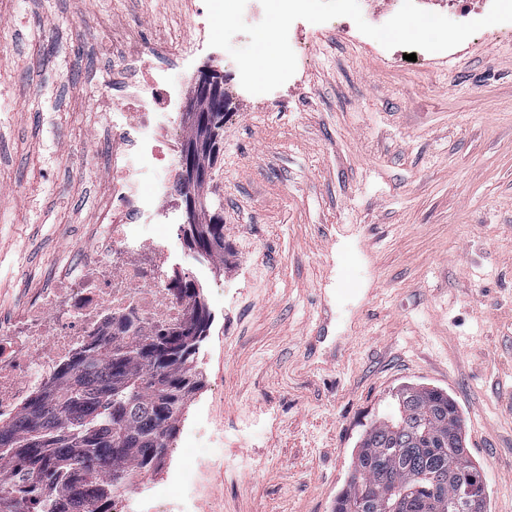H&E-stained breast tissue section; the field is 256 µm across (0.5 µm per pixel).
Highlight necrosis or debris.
I'll return each mask as SVG.
<instances>
[{
  "label": "necrosis or debris",
  "mask_w": 512,
  "mask_h": 512,
  "mask_svg": "<svg viewBox=\"0 0 512 512\" xmlns=\"http://www.w3.org/2000/svg\"><path fill=\"white\" fill-rule=\"evenodd\" d=\"M134 53L135 62L113 72L112 178L90 237L72 246L67 269L49 287L28 294L20 314L0 319V419L12 418L76 350L111 334L114 322L147 333L183 316L185 302L170 289L174 257L145 228L179 217L184 193L173 139L186 86L154 47L139 44ZM204 468L191 449L166 482L144 474V497L123 496L111 508L191 512Z\"/></svg>",
  "instance_id": "4bbe7bcc"
}]
</instances>
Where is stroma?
<instances>
[{
    "instance_id": "obj_1",
    "label": "stroma",
    "mask_w": 512,
    "mask_h": 512,
    "mask_svg": "<svg viewBox=\"0 0 512 512\" xmlns=\"http://www.w3.org/2000/svg\"><path fill=\"white\" fill-rule=\"evenodd\" d=\"M206 14L204 0H0V311L93 221L110 175L105 36L170 41ZM343 24L311 25L294 82L267 94L242 93L207 43L175 62L215 69L230 110L204 187L230 252L216 265L173 231L211 315L178 428L225 429L255 462L216 463L200 510L333 512L364 429L423 383L456 400L488 512H512V23L414 62ZM86 137L100 149L80 175Z\"/></svg>"
}]
</instances>
